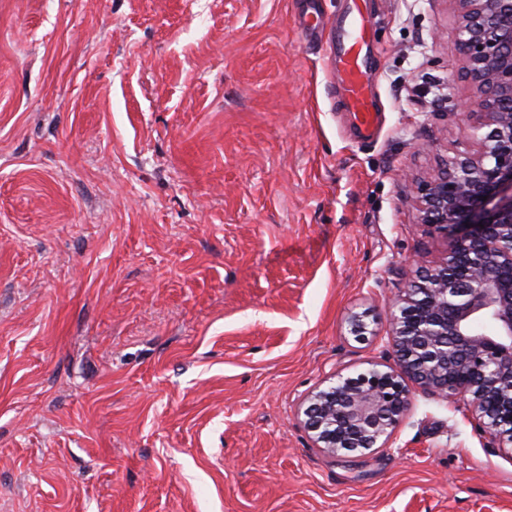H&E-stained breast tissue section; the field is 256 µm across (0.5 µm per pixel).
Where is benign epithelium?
Instances as JSON below:
<instances>
[{"label":"benign epithelium","instance_id":"7a95c632","mask_svg":"<svg viewBox=\"0 0 512 512\" xmlns=\"http://www.w3.org/2000/svg\"><path fill=\"white\" fill-rule=\"evenodd\" d=\"M454 2L476 144L417 186L421 224L453 247L396 299L394 363L310 396L305 426L333 455L386 447L415 388L462 399L490 447L512 446V0Z\"/></svg>","mask_w":512,"mask_h":512}]
</instances>
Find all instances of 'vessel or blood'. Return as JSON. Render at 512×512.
Wrapping results in <instances>:
<instances>
[{
    "label": "vessel or blood",
    "instance_id": "obj_1",
    "mask_svg": "<svg viewBox=\"0 0 512 512\" xmlns=\"http://www.w3.org/2000/svg\"><path fill=\"white\" fill-rule=\"evenodd\" d=\"M363 0H353L337 26H329L314 0H308L299 17L302 31L324 45L337 88L345 93L344 104L352 112L363 135H371L378 111L367 92L369 78L368 41L371 21L362 7Z\"/></svg>",
    "mask_w": 512,
    "mask_h": 512
}]
</instances>
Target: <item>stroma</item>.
I'll return each mask as SVG.
<instances>
[{
    "instance_id": "obj_1",
    "label": "stroma",
    "mask_w": 512,
    "mask_h": 512,
    "mask_svg": "<svg viewBox=\"0 0 512 512\" xmlns=\"http://www.w3.org/2000/svg\"><path fill=\"white\" fill-rule=\"evenodd\" d=\"M302 7L0 0V512H512L453 399L375 451L304 427L388 362L452 245L415 186L474 139L452 0H369L371 141Z\"/></svg>"
}]
</instances>
